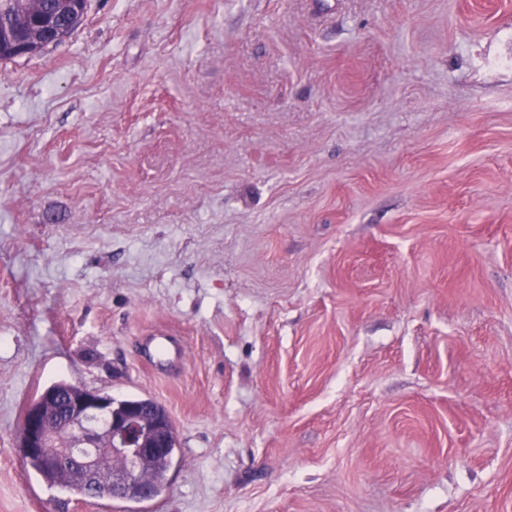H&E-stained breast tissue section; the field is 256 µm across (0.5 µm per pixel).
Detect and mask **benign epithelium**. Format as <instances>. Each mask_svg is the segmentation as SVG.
Wrapping results in <instances>:
<instances>
[{
	"label": "benign epithelium",
	"instance_id": "1",
	"mask_svg": "<svg viewBox=\"0 0 512 512\" xmlns=\"http://www.w3.org/2000/svg\"><path fill=\"white\" fill-rule=\"evenodd\" d=\"M36 18L42 22L30 32L28 42L17 43L15 30L27 27ZM54 22V17L45 14L43 0H21L19 11L11 15V22L0 25V48L6 45L14 49V55L23 56L21 46L38 48L56 43L64 35L54 30ZM65 405L67 426L61 435L52 432L41 411L27 408L19 444L22 456L40 455L51 442H57L60 454L72 464L84 493L91 492L99 480L101 457L105 454L119 457L125 460V467L112 471L114 493L121 494L128 487L136 486L144 497H150V488L140 477L141 460L150 452L170 446V419H159L147 427L141 419L140 404H128L117 412L112 401L96 395L69 397Z\"/></svg>",
	"mask_w": 512,
	"mask_h": 512
}]
</instances>
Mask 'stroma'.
I'll return each mask as SVG.
<instances>
[{"instance_id": "stroma-1", "label": "stroma", "mask_w": 512, "mask_h": 512, "mask_svg": "<svg viewBox=\"0 0 512 512\" xmlns=\"http://www.w3.org/2000/svg\"><path fill=\"white\" fill-rule=\"evenodd\" d=\"M61 381L166 408L160 496L26 467ZM0 512H512V0H89L0 59Z\"/></svg>"}]
</instances>
